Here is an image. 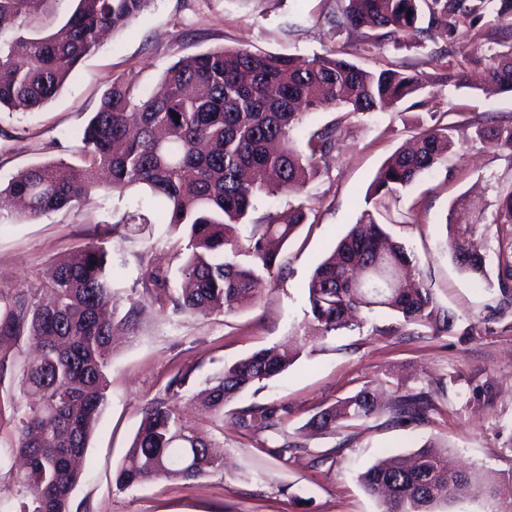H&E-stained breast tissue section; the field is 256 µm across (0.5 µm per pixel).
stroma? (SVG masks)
<instances>
[{
  "label": "stroma",
  "mask_w": 512,
  "mask_h": 512,
  "mask_svg": "<svg viewBox=\"0 0 512 512\" xmlns=\"http://www.w3.org/2000/svg\"><path fill=\"white\" fill-rule=\"evenodd\" d=\"M329 0H152L130 26L107 36L86 57L70 81L36 112L0 113V185L20 169L43 162L78 164L76 137L103 93L119 76L134 77L141 90L157 86L180 58L215 48H247L309 58L341 45L321 16ZM439 36L417 43L406 37L373 55H357L369 68L396 60L433 80L435 112L457 123L459 156L452 169L424 175L389 202L395 236L414 256L420 280L439 302L478 324L495 304L497 288L479 287L457 270L447 245L445 217L462 193L481 194L495 206L512 187V150L476 140L471 121L512 113V93H484L436 83L438 70L426 59L441 49ZM424 110L387 109L351 115L322 109L311 122H340L339 149L321 165L308 188L314 223L302 225L278 260L283 274L264 283L254 301L232 315L181 314L153 305L148 274L166 271L178 287L176 258L180 232L149 224L135 243L106 237L107 225L136 206L135 197L109 188L86 201L26 221L0 218V295L36 291L46 270L96 237L112 249H126L127 264L114 272L120 298L142 300L134 333H119L108 372L107 406L92 434L84 477L71 497V512H382L358 476L387 456H407L429 439L447 443L453 463L487 476L512 470V316L481 336L462 339L420 328L395 330L387 312L365 314L361 328L308 344L285 373L253 386L229 402V409L287 404L286 431L302 449L279 460L263 438L224 422L223 470L192 481L156 480L117 490L114 476L138 429L144 405L165 394L177 374L189 373L172 398L185 417L202 429L210 421L195 399L225 364L254 351L303 335L309 322L305 287L317 264L360 218L376 172L412 136ZM33 356L25 339L0 345V512H20L26 494L15 480L19 380ZM377 388L379 410L348 420L336 432L307 428L318 411L355 393ZM430 392L428 423L402 427L390 420L396 395L409 389Z\"/></svg>",
  "instance_id": "stroma-1"
}]
</instances>
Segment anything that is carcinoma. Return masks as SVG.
Returning a JSON list of instances; mask_svg holds the SVG:
<instances>
[{
  "label": "carcinoma",
  "instance_id": "carcinoma-1",
  "mask_svg": "<svg viewBox=\"0 0 512 512\" xmlns=\"http://www.w3.org/2000/svg\"><path fill=\"white\" fill-rule=\"evenodd\" d=\"M54 0H0V112L34 110L67 83L80 62L101 45L102 33L125 28L152 0H72L75 8L59 27L46 33L41 20ZM428 16L427 26L420 25ZM335 33L350 42L315 55L299 65L290 55L248 49H215L179 60L163 75L153 94L138 91L134 79L117 77L83 130L78 150L83 164L40 163L18 171L0 189V199L20 203L18 219H37L91 197L100 188L99 173L109 175L112 190H140L183 228L187 244L179 274L185 288L168 293L167 279L150 273L158 287L153 301H170L181 312L230 315L254 297L264 280L279 275L277 257L296 229L307 223L310 208L302 195L318 175L319 161L339 147V125H310L313 111L341 107L354 115L376 112L407 101L428 106L430 94L409 67L389 63L362 67L350 50L373 54L385 42L404 35L438 31L444 53L428 62L445 61L459 86L473 59L454 48L462 28L474 44L488 46L486 81L512 92V0H336L325 13ZM430 124H418L413 146L394 153L376 173L366 210L340 238L334 251L313 271L306 286L310 330L296 339L292 353L262 348L224 365L199 392L214 420L224 421L226 404L257 383L288 369L312 339L335 336L361 326L354 314L387 310L401 325L449 333L460 317L439 304L425 285L405 288L413 258L405 245L385 229L386 199L411 188L426 173L452 160L456 124L430 113ZM304 129L302 147L293 135ZM479 140L512 150V114H500L475 126ZM286 195L298 201L281 222L270 214L241 238L257 194ZM457 205L477 213L490 226L505 228L498 240L497 282L500 298L485 321L512 311V188L500 194L497 209L486 220L487 203L461 196ZM151 220L137 208L112 225V232L133 242L136 227ZM449 248L457 268L475 283H490L487 255L472 243L476 223L446 219ZM125 265V253L112 254L104 241H92L53 264L31 296H0V342L28 338L36 354L23 370L20 392L32 403L18 408L16 452L22 461L19 483L27 491L21 512H69L72 492L82 479L80 467L90 437L106 403V373L116 328H130L142 307H120L112 288L114 269ZM378 410L376 390L365 385L354 395L320 410L313 426L334 432L349 419H366ZM428 393L409 390L394 397L391 422L419 425L429 419ZM246 432L280 431L288 407L270 404L232 412ZM224 447L185 422L168 399H152L121 467L119 490L158 479L196 480L224 469L217 449ZM303 444L283 436L270 453L277 459ZM360 482L380 499L383 512H437L474 492L492 502L491 512H512V498L499 495L498 484L512 483V472L475 482L448 462V449L429 441L411 462L378 461Z\"/></svg>",
  "mask_w": 512,
  "mask_h": 512
}]
</instances>
